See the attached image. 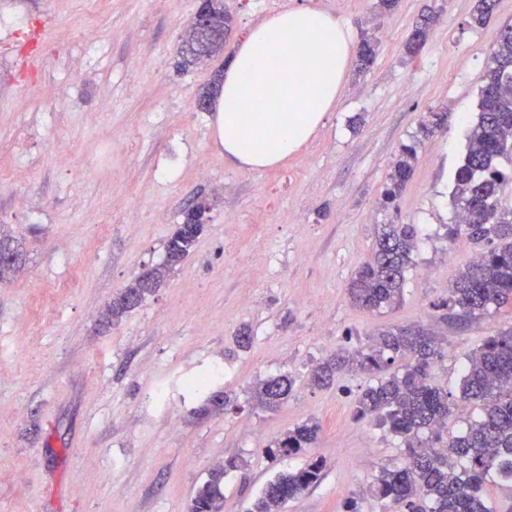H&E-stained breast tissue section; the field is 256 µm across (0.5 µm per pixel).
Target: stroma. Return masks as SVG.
I'll use <instances>...</instances> for the list:
<instances>
[{
  "label": "stroma",
  "instance_id": "stroma-1",
  "mask_svg": "<svg viewBox=\"0 0 512 512\" xmlns=\"http://www.w3.org/2000/svg\"><path fill=\"white\" fill-rule=\"evenodd\" d=\"M224 0L233 28L224 49L189 69L177 50L197 0H0V231L25 263L0 280V512H187L196 488L229 457L248 468L224 481L223 512H245L267 480L322 457L320 484L285 512H382L368 488L404 444L355 416L370 375L310 386L313 366L364 346L376 329L422 324L447 354L434 385L455 393L463 364L512 324V305L459 329L433 305L475 250L448 242L454 174L478 117L479 75L512 0L485 26L477 0ZM336 15L355 41L379 40L373 65L350 62L336 106L277 167L227 163L216 106L197 108L214 70L253 28L295 6ZM435 15L425 47L403 45ZM193 101L184 110V101ZM446 109L399 201L381 194L402 145L427 112ZM208 219L190 256L162 288L119 321L113 297L163 263L191 200ZM416 225L419 242L402 301L369 313L347 286L371 257L379 225ZM252 338L238 347L239 330ZM225 368L209 393L189 378ZM294 378L275 410L257 380ZM228 406L209 408V394ZM313 418L308 454L269 459L265 448Z\"/></svg>",
  "mask_w": 512,
  "mask_h": 512
}]
</instances>
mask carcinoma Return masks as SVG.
I'll list each match as a JSON object with an SVG mask.
<instances>
[{"label":"carcinoma","instance_id":"carcinoma-1","mask_svg":"<svg viewBox=\"0 0 512 512\" xmlns=\"http://www.w3.org/2000/svg\"><path fill=\"white\" fill-rule=\"evenodd\" d=\"M493 0H478L470 25L482 27L492 13ZM416 28L405 44L416 54L426 43L430 24ZM232 18L224 0L211 4L210 28L179 46L180 64L189 68L206 62L224 49ZM377 40L362 41L359 61L366 68L374 60ZM478 118L469 132L462 164L452 194L455 223L448 225V240L464 236L483 251L459 274L448 299L435 305L446 311L442 319L466 325L512 303V209L500 206L504 183L512 180V25L505 26L480 76ZM447 120L445 112H431L418 134L394 161L383 193L389 207L405 190L416 163L418 148ZM203 225L195 210H186L181 224L168 238L164 262L142 272L126 286L132 301H114L108 316L120 318L165 283L194 249ZM414 224H383L377 232L370 262L352 278L348 294L361 309L375 312L398 304L406 272L417 249ZM445 357L442 340L420 325L391 326L372 334L363 349L342 348L318 362L310 382L330 384L344 373L377 375L376 383L357 398L356 416L375 417L379 425L404 442L400 461L383 465L369 486V495L384 508L402 512H498L484 497L488 482L512 483V325L475 348L463 366L460 390L453 394L432 386V367ZM408 363L398 370L396 363ZM294 380L270 376L258 383L255 399L264 408L287 402ZM477 407L481 413L465 420L463 431L444 435L448 418L460 408ZM320 426L309 418L272 442L264 453L274 459L314 447ZM247 461L231 457L209 472L188 504V512H219L224 502V478L245 469ZM325 470L320 457L310 458L295 471L277 473L253 498L247 512H283L284 506L319 484Z\"/></svg>","mask_w":512,"mask_h":512}]
</instances>
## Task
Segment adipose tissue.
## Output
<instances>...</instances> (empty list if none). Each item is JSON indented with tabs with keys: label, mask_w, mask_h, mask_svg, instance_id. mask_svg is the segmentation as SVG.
Returning a JSON list of instances; mask_svg holds the SVG:
<instances>
[{
	"label": "adipose tissue",
	"mask_w": 512,
	"mask_h": 512,
	"mask_svg": "<svg viewBox=\"0 0 512 512\" xmlns=\"http://www.w3.org/2000/svg\"><path fill=\"white\" fill-rule=\"evenodd\" d=\"M352 50L350 29L310 7L256 26L224 72L217 134L225 159L262 171L298 152L334 109Z\"/></svg>",
	"instance_id": "obj_1"
}]
</instances>
